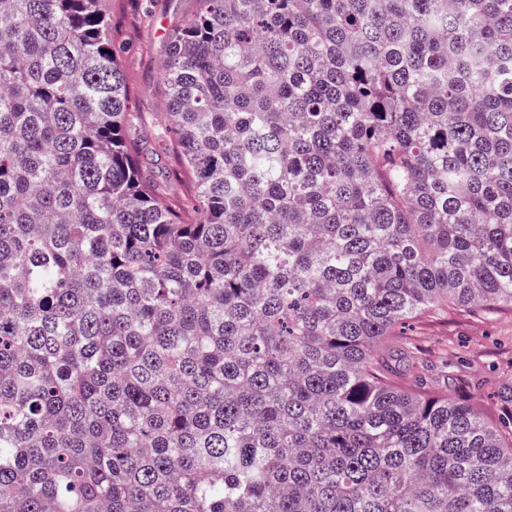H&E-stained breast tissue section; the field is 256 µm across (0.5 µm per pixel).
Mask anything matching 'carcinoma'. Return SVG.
<instances>
[{
    "mask_svg": "<svg viewBox=\"0 0 512 512\" xmlns=\"http://www.w3.org/2000/svg\"><path fill=\"white\" fill-rule=\"evenodd\" d=\"M167 208L109 0H0V512H512V382L405 388L512 309V0H200ZM400 331L389 351L398 371L448 396L482 383L492 412L498 385L512 378V310L429 312Z\"/></svg>",
    "mask_w": 512,
    "mask_h": 512,
    "instance_id": "1",
    "label": "carcinoma"
}]
</instances>
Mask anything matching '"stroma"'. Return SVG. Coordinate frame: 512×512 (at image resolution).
Here are the masks:
<instances>
[{
	"mask_svg": "<svg viewBox=\"0 0 512 512\" xmlns=\"http://www.w3.org/2000/svg\"><path fill=\"white\" fill-rule=\"evenodd\" d=\"M200 9L199 0H112V39L119 50L130 104L141 115L136 136L146 174L166 181L165 203L191 209V186L174 180L179 151L158 137L157 121L166 109L161 68L167 33ZM390 361L425 388L456 395L481 385L485 409H492L497 387L512 378V310L491 313L442 310L409 320L389 351Z\"/></svg>",
	"mask_w": 512,
	"mask_h": 512,
	"instance_id": "1",
	"label": "stroma"
}]
</instances>
